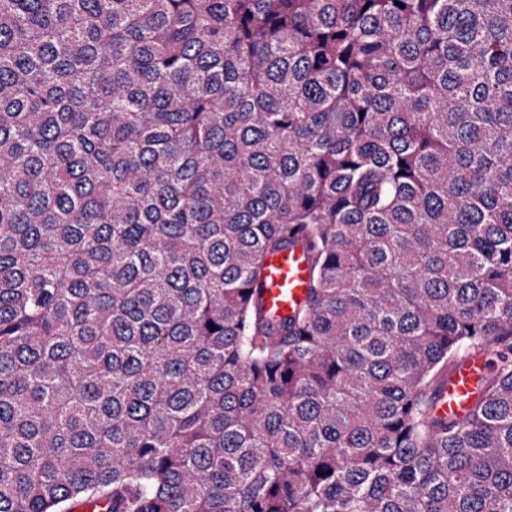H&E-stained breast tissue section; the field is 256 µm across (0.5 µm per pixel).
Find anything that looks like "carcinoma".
Listing matches in <instances>:
<instances>
[{
  "instance_id": "1",
  "label": "carcinoma",
  "mask_w": 512,
  "mask_h": 512,
  "mask_svg": "<svg viewBox=\"0 0 512 512\" xmlns=\"http://www.w3.org/2000/svg\"><path fill=\"white\" fill-rule=\"evenodd\" d=\"M80 503L512 512V0H0V512ZM308 263L300 247L287 249L268 261L266 310L280 317L290 315L305 298ZM489 356L490 350H485L457 365L448 385L436 398L434 411L437 415H458L468 408L488 371Z\"/></svg>"
}]
</instances>
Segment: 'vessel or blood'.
<instances>
[{
  "label": "vessel or blood",
  "mask_w": 512,
  "mask_h": 512,
  "mask_svg": "<svg viewBox=\"0 0 512 512\" xmlns=\"http://www.w3.org/2000/svg\"><path fill=\"white\" fill-rule=\"evenodd\" d=\"M308 275V263L302 249H287L270 258L264 294L267 311L281 317L291 314L305 298ZM489 361L490 353L485 350L458 364L435 401V413H463L476 398Z\"/></svg>",
  "instance_id": "vessel-or-blood-1"
}]
</instances>
